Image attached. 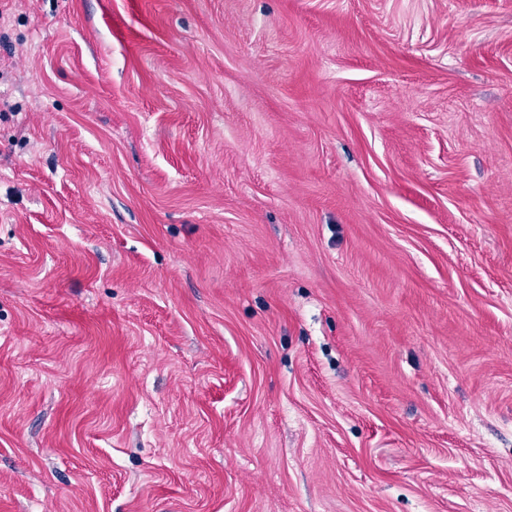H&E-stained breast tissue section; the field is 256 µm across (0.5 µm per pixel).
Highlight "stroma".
I'll use <instances>...</instances> for the list:
<instances>
[{"label": "stroma", "mask_w": 512, "mask_h": 512, "mask_svg": "<svg viewBox=\"0 0 512 512\" xmlns=\"http://www.w3.org/2000/svg\"><path fill=\"white\" fill-rule=\"evenodd\" d=\"M0 512H512V0H0Z\"/></svg>", "instance_id": "35a3bbf8"}]
</instances>
